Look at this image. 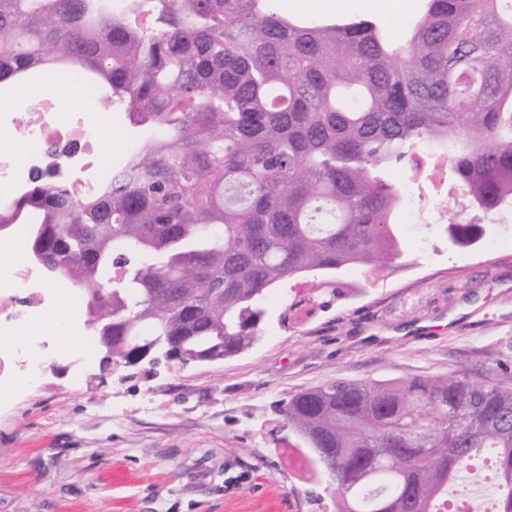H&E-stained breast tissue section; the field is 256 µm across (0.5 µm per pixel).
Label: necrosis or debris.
Listing matches in <instances>:
<instances>
[{"mask_svg":"<svg viewBox=\"0 0 512 512\" xmlns=\"http://www.w3.org/2000/svg\"><path fill=\"white\" fill-rule=\"evenodd\" d=\"M100 124L93 112L59 111L51 95L38 98L24 115L1 112L0 132L25 142L28 151L21 158L0 147V212L6 211L10 198L24 194L36 177L48 172L81 193L98 191L113 170L99 150ZM44 288L40 271L27 260L0 261V387L39 386L50 344L21 329L33 316L52 315L63 299L79 300L77 294L65 298L53 290L46 301H38Z\"/></svg>","mask_w":512,"mask_h":512,"instance_id":"necrosis-or-debris-1","label":"necrosis or debris"}]
</instances>
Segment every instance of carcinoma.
<instances>
[{
  "mask_svg": "<svg viewBox=\"0 0 512 512\" xmlns=\"http://www.w3.org/2000/svg\"><path fill=\"white\" fill-rule=\"evenodd\" d=\"M273 0H0V83L42 75L147 130L92 197L44 175L9 224L64 262L111 363L186 340L235 357L267 292L404 256L396 216L426 158L448 163L466 248L512 208V0H423L395 41L368 18L302 20ZM284 422L334 463L336 512H438L451 485L512 512V388L468 373L336 381Z\"/></svg>",
  "mask_w": 512,
  "mask_h": 512,
  "instance_id": "1",
  "label": "carcinoma"
}]
</instances>
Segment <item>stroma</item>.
I'll return each instance as SVG.
<instances>
[{
  "mask_svg": "<svg viewBox=\"0 0 512 512\" xmlns=\"http://www.w3.org/2000/svg\"><path fill=\"white\" fill-rule=\"evenodd\" d=\"M421 0L349 15L405 30ZM426 242L401 267L304 276L269 290L259 341L216 362L113 369L58 352L37 390L0 399V512H317L333 486L278 405L334 380L461 370L512 387V242L492 224L449 244L447 214L415 207Z\"/></svg>",
  "mask_w": 512,
  "mask_h": 512,
  "instance_id": "1",
  "label": "stroma"
}]
</instances>
